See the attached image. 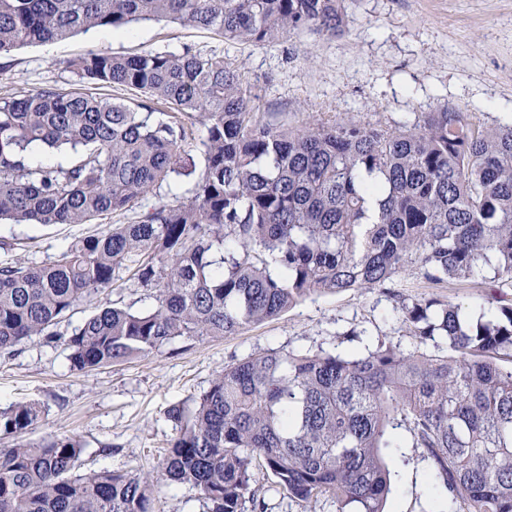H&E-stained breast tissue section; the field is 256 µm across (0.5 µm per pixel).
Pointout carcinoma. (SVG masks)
<instances>
[{
    "instance_id": "cac0c4a2",
    "label": "carcinoma",
    "mask_w": 512,
    "mask_h": 512,
    "mask_svg": "<svg viewBox=\"0 0 512 512\" xmlns=\"http://www.w3.org/2000/svg\"><path fill=\"white\" fill-rule=\"evenodd\" d=\"M163 20L266 45L303 30L336 34L343 0H0V54ZM69 68L136 98L51 86L0 98V219L88 224L174 176L194 187L50 263H1L0 359L42 336L63 340L70 368L83 372L366 288L391 291L418 345L267 349L227 365L192 404L169 408L176 435L158 475H80L79 440H21L38 404L0 408V440H15L0 446V512H153L166 481L193 488L206 512H257V470L308 506L388 512L417 461L429 476L422 512H512V306L464 325L460 305L394 290L411 264L433 285L478 284L487 268L512 281V123L445 108L390 126L361 116L291 126L258 115L224 58L190 49L89 52ZM170 110L205 128L202 169L184 149V125L164 119ZM37 147L69 159L35 161ZM120 269L154 305L106 306L63 336L61 319ZM437 336L446 350L421 348Z\"/></svg>"
}]
</instances>
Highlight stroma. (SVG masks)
I'll use <instances>...</instances> for the list:
<instances>
[{
    "label": "stroma",
    "instance_id": "35a3bbf8",
    "mask_svg": "<svg viewBox=\"0 0 512 512\" xmlns=\"http://www.w3.org/2000/svg\"><path fill=\"white\" fill-rule=\"evenodd\" d=\"M347 24L337 36L304 32L268 46L230 44L223 36L176 24L145 22L123 32L104 28L27 45L0 55V96L45 86L103 98L129 90L78 82L68 67L88 52L134 55L189 47L224 57L257 95L260 112L285 113L290 124L356 114L386 123L454 107L487 125L512 113V0H346ZM191 181L162 185L132 209L94 224H16L0 220V239L21 244L26 258L50 262L75 240L108 224H132L147 207L188 196ZM401 290L459 303L479 318L512 303V283L486 278L478 286L438 287L406 271ZM386 290L313 296L238 335L178 341L125 363L70 370L63 346L35 336L0 360V407L39 403L44 413L26 434L38 442L68 435L84 445L82 470L156 469L175 435L172 405L201 396L224 366L263 349L324 348L341 353L359 342L341 333L367 329L410 346L407 326Z\"/></svg>",
    "mask_w": 512,
    "mask_h": 512
}]
</instances>
